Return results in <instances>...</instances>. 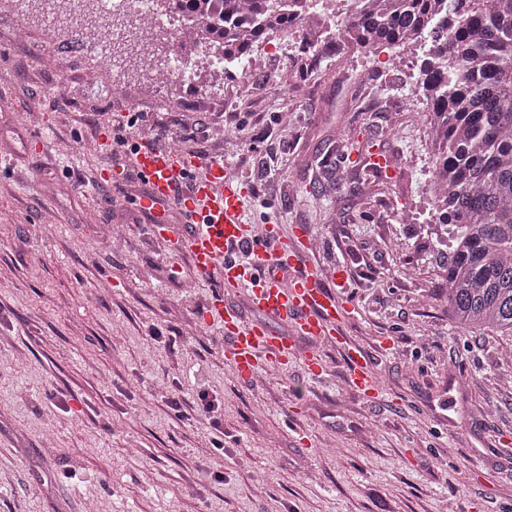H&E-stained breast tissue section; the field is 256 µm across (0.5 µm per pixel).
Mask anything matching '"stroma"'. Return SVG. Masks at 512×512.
Masks as SVG:
<instances>
[{
  "mask_svg": "<svg viewBox=\"0 0 512 512\" xmlns=\"http://www.w3.org/2000/svg\"><path fill=\"white\" fill-rule=\"evenodd\" d=\"M0 7V512H505L512 507V341L454 327L435 147L406 111L419 66L355 50L351 85L300 70L224 77L203 96L129 74L98 83L94 38ZM399 76L384 79L388 67ZM220 148L253 192L256 234L304 225L309 262L347 272L349 339L377 354L357 396L336 347L242 381L224 329L200 316L219 285L157 247L152 218L103 174L101 134ZM361 144L341 157L338 135ZM385 157L380 168L364 153ZM207 395L211 419L166 403ZM200 404L197 402L185 403L182 400L172 399L168 404V408L172 411L173 416L178 420H187L190 421L195 418L196 415L204 414L209 415L210 419H213L212 424L214 429L218 431L222 437H224V431L220 429V424L215 417L210 414L215 412V404L211 400H207L206 395L199 396ZM220 436V438H222ZM212 447L215 450L223 451L224 450V438L218 439L214 438L212 441Z\"/></svg>",
  "mask_w": 512,
  "mask_h": 512,
  "instance_id": "35a3bbf8",
  "label": "stroma"
}]
</instances>
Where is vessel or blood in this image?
Segmentation results:
<instances>
[{"label": "vessel or blood", "mask_w": 512, "mask_h": 512, "mask_svg": "<svg viewBox=\"0 0 512 512\" xmlns=\"http://www.w3.org/2000/svg\"><path fill=\"white\" fill-rule=\"evenodd\" d=\"M133 168L149 187L139 206L156 215L153 238L187 253L200 278L218 276L221 289L203 319L223 326L224 356L241 377L287 367L300 337L344 345L340 324L352 309L336 295L346 285L344 270L325 274L305 264L311 244L302 231L284 236L273 225L255 236L245 180L220 160L152 144L139 146ZM242 247L247 257L238 256ZM345 358L347 384L371 396L377 385L371 355L346 347Z\"/></svg>", "instance_id": "b4317fda"}]
</instances>
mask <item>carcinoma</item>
I'll return each mask as SVG.
<instances>
[{
  "mask_svg": "<svg viewBox=\"0 0 512 512\" xmlns=\"http://www.w3.org/2000/svg\"><path fill=\"white\" fill-rule=\"evenodd\" d=\"M199 13L206 0H158ZM279 0H224L225 12L255 13L253 27L211 29L224 43L226 73L256 44L289 26ZM382 8L352 11L328 30L339 47H407L423 34L432 43L420 66L426 122L439 141L433 182L440 221L453 227L446 300L457 327L512 338V0H379ZM448 12L434 31L437 16ZM138 31L122 51L142 52Z\"/></svg>",
  "mask_w": 512,
  "mask_h": 512,
  "instance_id": "1",
  "label": "carcinoma"
}]
</instances>
